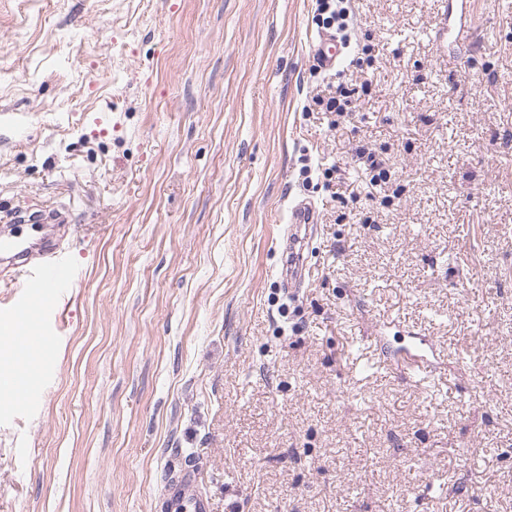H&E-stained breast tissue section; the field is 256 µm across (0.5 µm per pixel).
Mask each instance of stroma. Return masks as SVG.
<instances>
[{"label":"stroma","mask_w":512,"mask_h":512,"mask_svg":"<svg viewBox=\"0 0 512 512\" xmlns=\"http://www.w3.org/2000/svg\"><path fill=\"white\" fill-rule=\"evenodd\" d=\"M0 0V217L72 282L0 339V512H512V0ZM351 89L344 115L319 99ZM374 151L385 182L359 157ZM298 198L304 288L277 278ZM317 2V15L316 20L322 25L330 28L337 23V30L344 28V21L346 20V8L341 7L335 2L343 3L342 0H316ZM334 5V8H333ZM328 16L323 17V15ZM314 55L323 70H333L342 56V44L333 33H320L314 41ZM24 370H26V368L18 364L0 371V389L8 387L13 383L9 391V396L5 399L7 401H3L2 404H8L23 409L38 399L37 393L29 387L27 374L21 372ZM19 372L21 373L15 379V376ZM169 512H209L210 501L197 489L196 473L186 467L179 478L165 487Z\"/></svg>","instance_id":"stroma-1"}]
</instances>
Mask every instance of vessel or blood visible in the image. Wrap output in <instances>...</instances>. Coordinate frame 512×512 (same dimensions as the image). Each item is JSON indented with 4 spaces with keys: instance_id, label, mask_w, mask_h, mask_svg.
<instances>
[{
    "instance_id": "1",
    "label": "vessel or blood",
    "mask_w": 512,
    "mask_h": 512,
    "mask_svg": "<svg viewBox=\"0 0 512 512\" xmlns=\"http://www.w3.org/2000/svg\"><path fill=\"white\" fill-rule=\"evenodd\" d=\"M314 55L321 69H335L341 60L342 45L335 34L320 33L314 41ZM318 221V210L311 203L297 201L289 207L288 229L280 244L279 272L283 288H298L304 284V251L312 237V226ZM69 278L70 273L60 262L56 248L49 247L37 256L25 258L9 278L0 282L8 289L29 286L37 291L32 306L23 308L13 317L14 325L9 336L15 346L43 350L51 345V338L43 335L34 315L52 302L56 289L63 287ZM37 398V393L28 384L27 375L22 373L14 380L7 402L22 409L34 403ZM165 496L170 512H209L210 502L198 491L193 468H184L179 478L168 483Z\"/></svg>"
}]
</instances>
